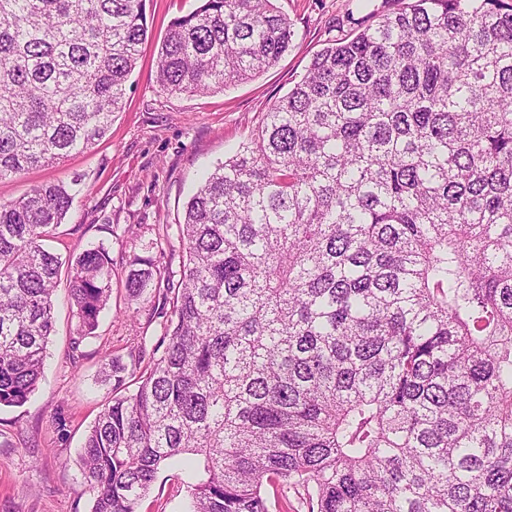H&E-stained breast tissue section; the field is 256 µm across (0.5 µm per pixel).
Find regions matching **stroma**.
Wrapping results in <instances>:
<instances>
[{
	"label": "stroma",
	"instance_id": "35a3bbf8",
	"mask_svg": "<svg viewBox=\"0 0 512 512\" xmlns=\"http://www.w3.org/2000/svg\"><path fill=\"white\" fill-rule=\"evenodd\" d=\"M292 24L293 42L268 71L204 95H169L155 82L157 52L176 17L199 0H146L149 38L126 85L125 104L111 129L89 150L49 168L0 181V201L32 187L68 185L71 208L50 241L61 256L101 243L112 256V294L94 338L73 347L77 319L58 298L44 377L24 405L0 409V512H91L93 494L81 476L85 434L112 396L96 380L103 359L127 355L149 324V301L127 296L123 278L132 255L178 269L177 230L204 173L250 139L264 113L300 78L331 40L355 35L396 9L395 0H274ZM177 471H160L140 512H187Z\"/></svg>",
	"mask_w": 512,
	"mask_h": 512
}]
</instances>
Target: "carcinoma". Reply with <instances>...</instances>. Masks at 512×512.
I'll use <instances>...</instances> for the list:
<instances>
[{
  "mask_svg": "<svg viewBox=\"0 0 512 512\" xmlns=\"http://www.w3.org/2000/svg\"><path fill=\"white\" fill-rule=\"evenodd\" d=\"M328 43L178 225L179 272L133 255L161 335L100 369L92 512H138L185 460L189 512H512V0H399ZM146 0H0V180L91 148L121 111ZM272 0L171 21L156 82L207 94L274 66ZM63 184L0 202V407L44 376L62 265L73 350L111 295L104 245L45 247Z\"/></svg>",
  "mask_w": 512,
  "mask_h": 512,
  "instance_id": "cac0c4a2",
  "label": "carcinoma"
}]
</instances>
